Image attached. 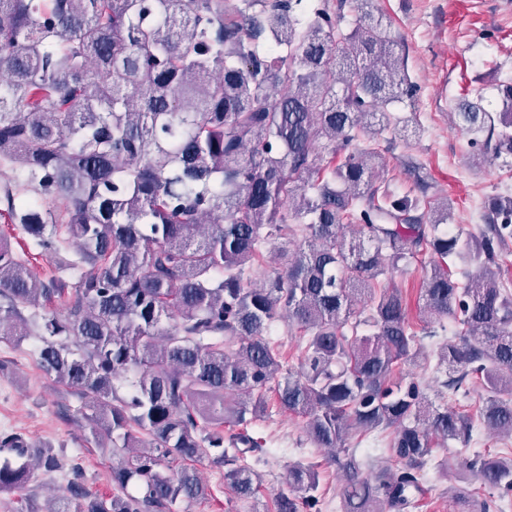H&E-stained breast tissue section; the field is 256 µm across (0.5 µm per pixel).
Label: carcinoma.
I'll return each mask as SVG.
<instances>
[{"instance_id": "cac0c4a2", "label": "carcinoma", "mask_w": 512, "mask_h": 512, "mask_svg": "<svg viewBox=\"0 0 512 512\" xmlns=\"http://www.w3.org/2000/svg\"><path fill=\"white\" fill-rule=\"evenodd\" d=\"M369 4L345 30L344 0H0V206L56 258L44 280L0 236V341L37 337L91 441L122 453L120 493L87 496L74 466L72 506L48 512H173L208 495L197 462L257 497L247 460L263 440L248 426L271 397L331 450L344 512L416 508L426 466L450 470L435 438L512 436V196L491 198L473 234L448 202L429 211L376 184L382 153L361 138L398 130L388 106L410 84ZM499 94L496 117L479 96L456 103L481 157L512 154V84ZM282 243L296 246L283 270ZM426 252L420 317L458 327L435 353L436 395L478 384L472 416L394 378L429 354L402 289L379 281ZM449 257L475 274L452 278ZM282 318L295 369L270 338ZM352 430L388 433L392 465L362 476ZM36 467L64 463L0 433V492ZM467 470L512 498V457L477 452ZM289 476L298 495L276 512H322L317 469ZM455 497L490 512L473 490Z\"/></svg>"}]
</instances>
